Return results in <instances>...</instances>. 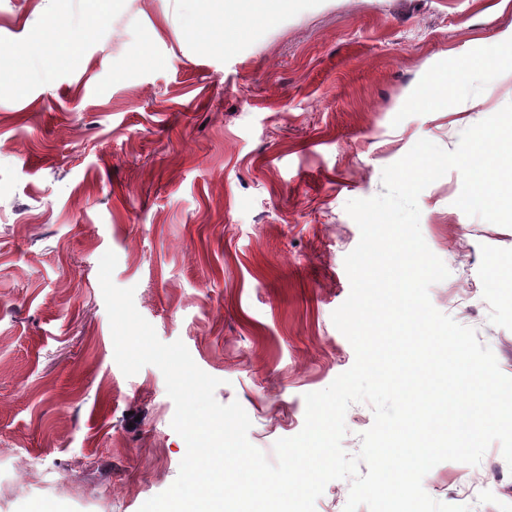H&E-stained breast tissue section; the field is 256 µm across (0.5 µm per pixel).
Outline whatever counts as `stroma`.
<instances>
[{
  "label": "stroma",
  "mask_w": 512,
  "mask_h": 512,
  "mask_svg": "<svg viewBox=\"0 0 512 512\" xmlns=\"http://www.w3.org/2000/svg\"><path fill=\"white\" fill-rule=\"evenodd\" d=\"M206 0H73L75 52L21 51L56 0H0V512H139L187 446L153 365L114 359L99 260L165 343L182 341L239 402L274 458L304 396L355 361L331 315L360 230L349 200L419 139L454 150L512 102V0H300L216 48L178 11ZM448 83L435 99L430 83ZM458 171L419 195L420 230L449 276L429 296L475 329L512 377V228L456 207ZM422 485L471 512H512L492 443Z\"/></svg>",
  "instance_id": "1"
}]
</instances>
